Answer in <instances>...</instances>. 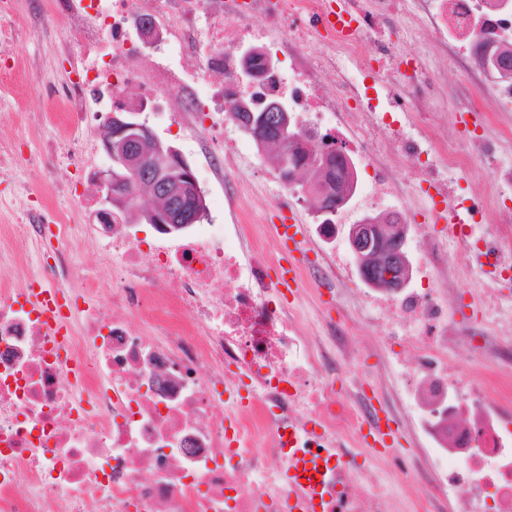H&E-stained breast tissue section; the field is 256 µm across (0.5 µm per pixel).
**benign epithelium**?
Instances as JSON below:
<instances>
[{"label": "benign epithelium", "instance_id": "7a95c632", "mask_svg": "<svg viewBox=\"0 0 512 512\" xmlns=\"http://www.w3.org/2000/svg\"><path fill=\"white\" fill-rule=\"evenodd\" d=\"M117 108L118 111L109 114L107 119L109 129L104 148L109 160L121 164L122 173H116L110 165L96 173L98 216L101 222H112L116 209L135 210L150 205L158 198H174L190 193L202 196L193 170L178 149L171 147L168 154L160 153L152 159L130 149L132 141L153 140L157 134L143 115V108L136 109L122 102ZM240 109L249 113L250 120L239 122V127L253 139L267 124L279 116L283 117L282 132L276 137V142L283 147L282 176L287 185L296 186V172L291 159L294 152L305 150V139L290 128L288 99H276L258 111L245 104L240 105ZM154 163L176 168L182 171V175L172 183L161 184L153 175ZM204 213L202 209L197 215L189 217L166 207L153 212L152 216L155 224H195L204 217ZM407 227L405 218L398 212H389L379 219H362L349 226L347 238L350 251L358 270L366 276V283L371 287L396 292L409 282L412 265Z\"/></svg>", "mask_w": 512, "mask_h": 512}]
</instances>
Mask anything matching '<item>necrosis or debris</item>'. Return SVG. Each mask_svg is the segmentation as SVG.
Segmentation results:
<instances>
[{
  "label": "necrosis or debris",
  "instance_id": "1",
  "mask_svg": "<svg viewBox=\"0 0 512 512\" xmlns=\"http://www.w3.org/2000/svg\"><path fill=\"white\" fill-rule=\"evenodd\" d=\"M72 32L65 44L80 65L52 89L72 139L70 165L93 171L100 120L129 86L149 112L172 98L187 136L222 178L227 224L207 231L160 227L152 239L134 224L74 227L94 197L64 184L67 207L42 204L0 226V270L37 247L30 285L52 289L66 310L65 335L27 303L29 287L0 281V512H288L305 487L287 486L289 433L298 448L331 453L322 477L324 512H383L385 456L365 448L384 375L351 339V305L379 315L393 347L399 390L386 410L403 431L423 434L405 482L417 489L412 512H512V165L505 141L441 139L426 111L440 90L437 69L401 66L406 44L380 27L395 17L405 32L434 31L440 56H474L475 37L512 47V0H50ZM156 38L152 64L138 70L144 31ZM285 54L274 85L301 128L336 137L342 115L360 110L352 142L360 177L347 204L324 223L302 214L314 262L297 276L326 293L337 318L312 321L270 275L280 253L250 226L245 199L255 190L248 153L224 135L239 97L263 87L238 84L237 53ZM204 54L202 65L190 57ZM474 106L488 120L512 112V82L477 83ZM483 173L478 203L448 189L449 176ZM428 184L440 204L420 206L437 231L416 246L419 281L402 292L366 290L356 264L336 243L359 211L409 206ZM458 222L439 229L443 209ZM101 244L110 281L80 278L72 257ZM479 273L480 287L462 284ZM468 297L485 314L449 311L447 296ZM160 335H152L153 327ZM464 348L481 362L460 371L448 354Z\"/></svg>",
  "mask_w": 512,
  "mask_h": 512
}]
</instances>
